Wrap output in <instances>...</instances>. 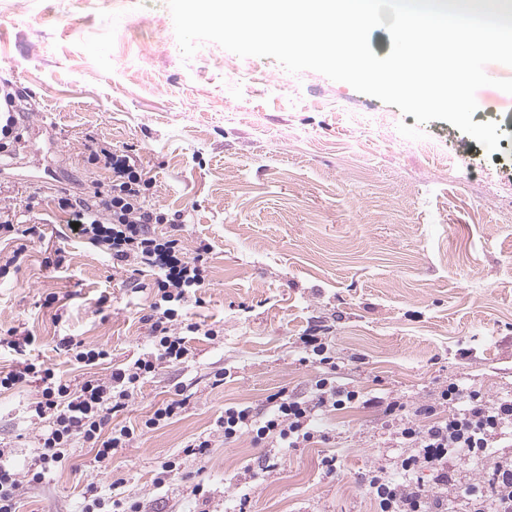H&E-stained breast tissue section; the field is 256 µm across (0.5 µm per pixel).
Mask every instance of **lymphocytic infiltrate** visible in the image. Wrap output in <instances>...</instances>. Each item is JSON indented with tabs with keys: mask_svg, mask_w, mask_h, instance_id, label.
Returning <instances> with one entry per match:
<instances>
[{
	"mask_svg": "<svg viewBox=\"0 0 512 512\" xmlns=\"http://www.w3.org/2000/svg\"><path fill=\"white\" fill-rule=\"evenodd\" d=\"M84 149L89 162L109 170L111 177L86 198L62 191L58 207L69 213L82 237L105 249L113 268L152 274L154 296L148 317L152 349L108 376H90L74 384L58 378L51 368L26 360L0 371V391L39 384L41 397L30 403L28 411L47 424L39 438V454L24 476H17L10 453L0 448V512H17L23 483H41L51 468L65 459L74 440L94 448L95 458L101 462L113 451L127 447L136 432L155 430L181 416L189 397L162 403L139 428L109 425L112 414L127 408L158 365H180L189 360L188 334L202 331L210 338L215 335L214 329H202L184 311L188 299L208 284V245L190 254L177 235L161 238L151 232V225L165 223L166 217L146 203L154 182L136 155L98 142L91 135L86 136ZM39 232V225L19 222L16 203L0 197V235L16 243L7 264L17 263ZM321 363L326 370L309 397L279 391L271 399V410L259 416L247 408L225 409L219 421L225 439L249 434L259 443L273 435L285 448L313 442L319 436L315 428L319 411L342 408L358 397L356 391L337 385L327 370L329 358H322ZM440 401L453 412L446 421L428 427L402 419L403 404L398 399L386 402L384 413L397 420L396 437L406 449L398 465L404 479L396 482L379 471L370 476L367 488L377 512H448L449 502L459 498L465 499L469 512H512V457L492 449L512 432V398L490 402L479 392L452 383L441 390ZM472 461L488 464L482 484L453 482L451 463ZM419 473L430 476V485L410 483V476Z\"/></svg>",
	"mask_w": 512,
	"mask_h": 512,
	"instance_id": "obj_1",
	"label": "lymphocytic infiltrate"
}]
</instances>
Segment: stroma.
<instances>
[{"label":"stroma","instance_id":"1","mask_svg":"<svg viewBox=\"0 0 512 512\" xmlns=\"http://www.w3.org/2000/svg\"><path fill=\"white\" fill-rule=\"evenodd\" d=\"M0 81L22 94L23 133L0 194L43 227L0 274V333L30 331L25 356L74 383L151 347V276L113 272L54 204L59 188L107 181L87 160L89 134L138 155L150 204L171 218L157 235L179 232L189 253L209 245V285L187 312L218 332L190 337L192 359L160 365L112 420L136 426L179 391L185 413L104 462L75 442L24 485L19 512H81L92 483L142 512H376L368 474L399 479L401 453L378 399L400 398L423 425L417 408L451 381L512 396V94L476 93L473 120L499 123L498 151L442 120L424 125L417 149L394 135L414 116L347 83L215 43L183 61L167 0H0ZM58 254L62 265L46 266ZM312 330L358 401L319 417L322 442L224 441L225 408L265 412L284 388L309 396L322 370L299 338ZM63 337L108 349L111 363L77 365L58 350ZM39 398L33 383L0 392V447L21 474L38 452L28 406ZM200 437L213 445L204 466L184 451ZM168 460L184 478L156 487Z\"/></svg>","mask_w":512,"mask_h":512}]
</instances>
